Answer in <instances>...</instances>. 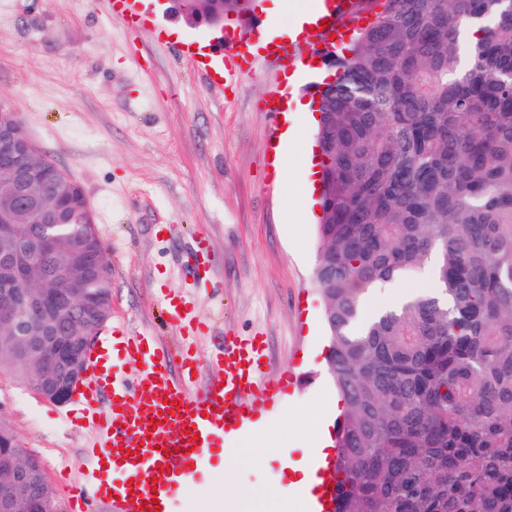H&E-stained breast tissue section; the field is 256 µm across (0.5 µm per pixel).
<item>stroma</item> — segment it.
<instances>
[{"mask_svg":"<svg viewBox=\"0 0 512 512\" xmlns=\"http://www.w3.org/2000/svg\"><path fill=\"white\" fill-rule=\"evenodd\" d=\"M262 2L236 24V47L270 33L275 52L250 55L236 79L213 87L174 45L109 19L107 0H0V106L77 181L93 212L112 281L102 336L122 326L180 355L185 340L168 322L161 288L189 299L208 324L193 345L204 376L217 374L210 356L225 336H265L269 375H296L285 401L297 461L309 438L305 418L334 387L313 282L319 213L293 209L297 172L277 175L273 159L288 122L299 124L301 141L315 142L316 127L287 107L310 101L323 66L317 40L294 38L287 22L314 0ZM201 239L209 255L199 276L192 259ZM73 407L0 374V417L42 461L60 512L90 439ZM237 451L238 483H276L279 460L254 465L249 444ZM223 493V469L210 470L180 495L176 512H210L211 497Z\"/></svg>","mask_w":512,"mask_h":512,"instance_id":"stroma-1","label":"stroma"}]
</instances>
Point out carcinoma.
<instances>
[{"label": "carcinoma", "instance_id": "carcinoma-1", "mask_svg": "<svg viewBox=\"0 0 512 512\" xmlns=\"http://www.w3.org/2000/svg\"><path fill=\"white\" fill-rule=\"evenodd\" d=\"M320 90L314 282L342 404L334 512H512V0H362ZM242 8L206 0L204 18ZM478 29L461 64L462 23ZM30 286L72 249L18 225ZM435 258L434 291L362 316ZM57 288L112 294L109 272ZM0 371L50 368L0 328Z\"/></svg>", "mask_w": 512, "mask_h": 512}]
</instances>
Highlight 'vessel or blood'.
<instances>
[{
  "label": "vessel or blood",
  "instance_id": "obj_1",
  "mask_svg": "<svg viewBox=\"0 0 512 512\" xmlns=\"http://www.w3.org/2000/svg\"><path fill=\"white\" fill-rule=\"evenodd\" d=\"M336 13L319 25L324 37L344 33L365 21L361 0H335ZM212 85L233 80L236 62L215 64L213 45L204 50L184 43ZM173 323L197 329L193 306L184 298L162 292ZM139 359L132 382L118 381L117 363ZM217 375L198 382L191 351H184L181 373L172 377L169 353L152 336L129 332L118 336L111 353L92 351L86 360L79 410L92 428L94 444L88 465L98 467L95 483L81 482L69 498L71 512H92L100 500L117 501L121 512H175L178 491L187 481L203 478L205 462L224 452L229 431L253 418L264 398L282 394L287 375L272 378L265 366L262 336H228L213 355Z\"/></svg>",
  "mask_w": 512,
  "mask_h": 512
}]
</instances>
